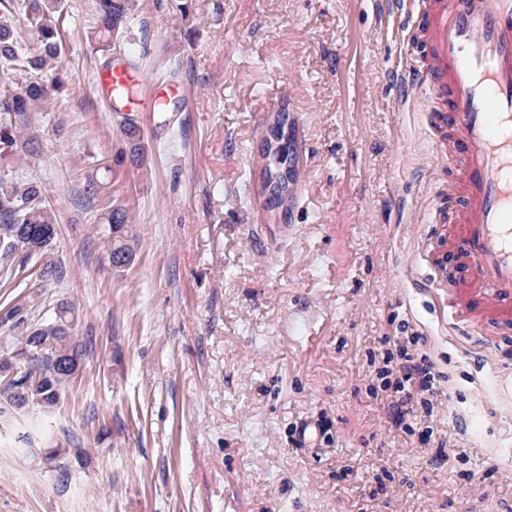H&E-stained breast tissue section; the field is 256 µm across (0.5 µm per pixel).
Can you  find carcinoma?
Instances as JSON below:
<instances>
[{
  "label": "carcinoma",
  "mask_w": 512,
  "mask_h": 512,
  "mask_svg": "<svg viewBox=\"0 0 512 512\" xmlns=\"http://www.w3.org/2000/svg\"><path fill=\"white\" fill-rule=\"evenodd\" d=\"M0 87L7 89L20 76L25 82L17 91L0 99V160H10L34 151L36 135L31 133L32 112L44 107L59 77L54 73L62 54V0H0ZM93 40L98 51L112 49V39L125 27L131 10L130 0H93ZM24 14L28 26L38 38L35 54H30L19 40L12 23L14 12ZM288 112L270 113L261 141L260 186L271 175L297 182L293 133L285 134ZM125 149L120 156L137 165L144 160L140 129L126 123L121 128ZM266 208L288 214V197L262 192ZM103 220L110 226L108 261L115 269L130 264L133 250L126 243V212L109 208ZM57 216L42 188L21 177L0 178V269L35 258L41 260L40 282H55L59 267L47 255L57 237ZM40 303L30 296L0 315V323L12 330L14 345L0 355V405L12 409L55 408L76 377L83 356L76 340V308L67 300L56 304L52 313L30 319Z\"/></svg>",
  "instance_id": "obj_1"
}]
</instances>
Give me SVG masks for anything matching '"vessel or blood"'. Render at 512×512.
Segmentation results:
<instances>
[{
	"instance_id": "vessel-or-blood-1",
	"label": "vessel or blood",
	"mask_w": 512,
	"mask_h": 512,
	"mask_svg": "<svg viewBox=\"0 0 512 512\" xmlns=\"http://www.w3.org/2000/svg\"><path fill=\"white\" fill-rule=\"evenodd\" d=\"M418 63L401 85L438 101L436 156L454 175L455 230L462 262L454 282L460 302L448 318L481 332L485 316L512 319V0H418ZM137 72L118 63L97 72L92 89L109 106L158 114L186 87L127 98Z\"/></svg>"
}]
</instances>
